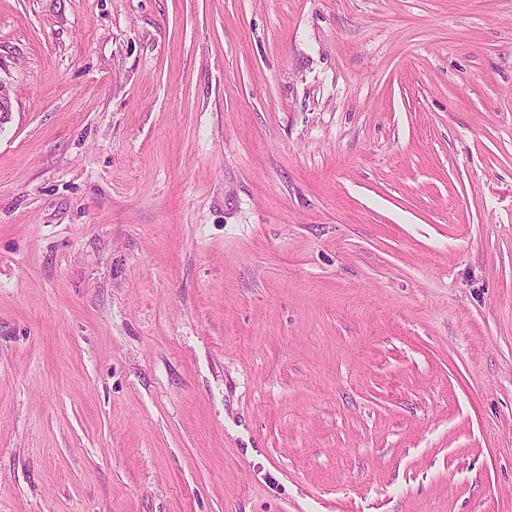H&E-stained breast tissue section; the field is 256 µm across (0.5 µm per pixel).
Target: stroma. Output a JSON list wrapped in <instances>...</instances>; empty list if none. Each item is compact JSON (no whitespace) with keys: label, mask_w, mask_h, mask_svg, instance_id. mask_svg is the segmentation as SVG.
<instances>
[{"label":"stroma","mask_w":512,"mask_h":512,"mask_svg":"<svg viewBox=\"0 0 512 512\" xmlns=\"http://www.w3.org/2000/svg\"><path fill=\"white\" fill-rule=\"evenodd\" d=\"M0 512H512V0H0Z\"/></svg>","instance_id":"obj_1"}]
</instances>
